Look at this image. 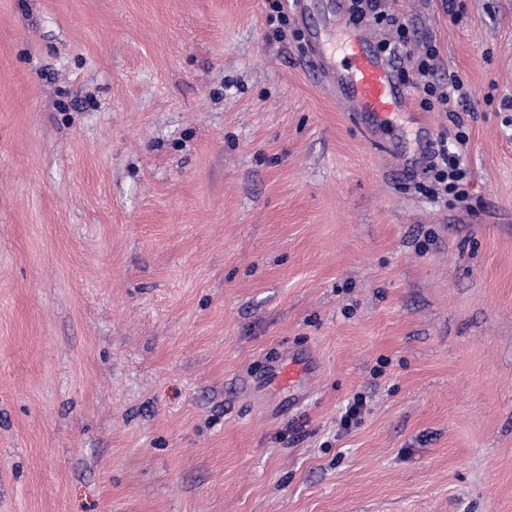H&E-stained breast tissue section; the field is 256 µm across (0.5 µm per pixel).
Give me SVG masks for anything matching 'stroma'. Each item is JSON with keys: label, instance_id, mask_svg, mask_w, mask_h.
<instances>
[{"label": "stroma", "instance_id": "obj_1", "mask_svg": "<svg viewBox=\"0 0 512 512\" xmlns=\"http://www.w3.org/2000/svg\"><path fill=\"white\" fill-rule=\"evenodd\" d=\"M280 2L0 0V512H512V0H387L469 98L373 139ZM425 173L429 175L433 194L453 195L461 200L467 197L462 188L467 172L459 157L449 153L446 139H439L433 144ZM309 365L306 361L289 357L288 362L275 361L269 367L270 385L278 391H286L294 401H299L295 394L298 384L308 375ZM296 396V397H293Z\"/></svg>", "mask_w": 512, "mask_h": 512}]
</instances>
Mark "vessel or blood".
<instances>
[{
  "mask_svg": "<svg viewBox=\"0 0 512 512\" xmlns=\"http://www.w3.org/2000/svg\"><path fill=\"white\" fill-rule=\"evenodd\" d=\"M307 43L322 79L366 134L387 124L392 115L411 111L409 91L362 28L341 22L329 33L311 28ZM308 373V363L292 357L270 365L269 382L276 390L292 393Z\"/></svg>",
  "mask_w": 512,
  "mask_h": 512,
  "instance_id": "obj_1",
  "label": "vessel or blood"
}]
</instances>
